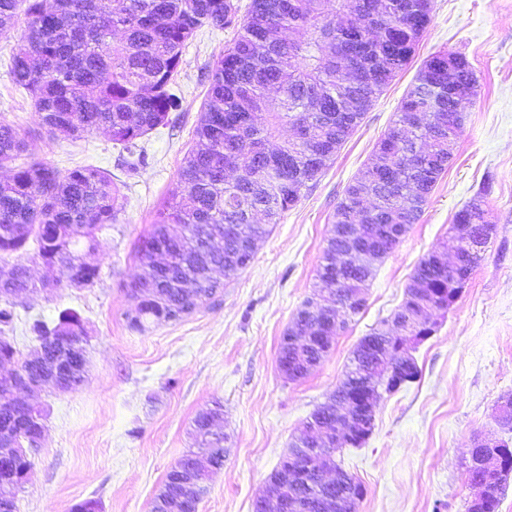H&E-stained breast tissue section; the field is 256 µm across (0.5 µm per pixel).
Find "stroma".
<instances>
[{"label": "stroma", "mask_w": 512, "mask_h": 512, "mask_svg": "<svg viewBox=\"0 0 512 512\" xmlns=\"http://www.w3.org/2000/svg\"><path fill=\"white\" fill-rule=\"evenodd\" d=\"M17 32L0 38V120L32 144L19 164L42 161L63 172L98 166L117 182L122 205L118 223L97 232L98 247L86 256L99 269L94 285L63 282L51 295L33 290L12 300L18 359L38 345L34 320L52 324L73 309L88 332L82 386L25 396L43 409L46 432L17 495V512H72L89 498L100 512H151L168 470L193 445L196 413L216 400L224 406L219 429L228 454L211 475L199 512H253L264 479L335 391L358 341L390 318L420 259L448 237L455 213L478 197L496 234L459 300L432 313L435 332L413 353L419 380L382 395L366 443L335 455L365 487L357 512H465L468 450L475 435L500 434L497 402L512 395V0H434L432 23L406 70L309 193L273 225L251 265L225 280L221 300L143 332L127 323L136 306L128 286L140 271L134 248L178 183L206 95L205 75L234 33L206 28L185 49L178 77L183 109L141 140L145 161L136 166L104 133L75 139L46 132L31 97L8 74L21 46ZM440 49L465 56L478 79L454 160L418 223L377 263L365 310L348 320L307 377L287 380L277 367L280 338L319 284L336 206L391 127L422 61Z\"/></svg>", "instance_id": "35a3bbf8"}]
</instances>
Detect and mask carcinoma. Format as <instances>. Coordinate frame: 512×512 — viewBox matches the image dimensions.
<instances>
[{"instance_id":"obj_1","label":"carcinoma","mask_w":512,"mask_h":512,"mask_svg":"<svg viewBox=\"0 0 512 512\" xmlns=\"http://www.w3.org/2000/svg\"><path fill=\"white\" fill-rule=\"evenodd\" d=\"M432 11L429 0H251L243 17L234 0H54L49 8L44 0H0V37L25 17L23 48L9 74L31 96L47 132L80 137L104 130L132 155L141 139L181 110L175 76L190 41L205 27L235 31L209 70L195 145L169 205L136 246L142 272L131 287L147 298L143 331L205 303L213 271L230 277L248 267L254 254L231 259L224 238L270 235L410 63ZM354 62L370 69V82L349 81ZM443 66L446 50L423 61L376 144L375 162L346 186L333 216L335 224L362 225L365 237L388 254L399 241L383 236L384 228L399 224L408 232L448 170V135L435 129L440 117L453 114L448 82L466 74H442ZM349 97L365 100L366 109L349 110ZM288 126L293 136L269 149ZM28 150L25 135L0 122V169ZM474 209L472 201L455 214L450 237H479L480 227L470 223ZM120 210L112 175L95 166L62 173L34 162L10 170L0 180V255L16 262L7 278L0 277V296L32 287L21 261L29 238L64 278L79 254L62 247L53 230L81 235L91 250L96 232L118 223ZM149 241L167 255L155 258ZM207 244L210 270L193 263ZM345 252L344 240L325 239L317 277L324 278L326 260ZM55 330L44 321L33 324L45 349L70 363V352L47 340ZM223 412L215 401L196 414L195 448L176 465L193 467L203 478L224 466V435L205 429L207 416ZM477 484L487 488L488 512H497L503 488L485 474L470 482Z\"/></svg>"}]
</instances>
